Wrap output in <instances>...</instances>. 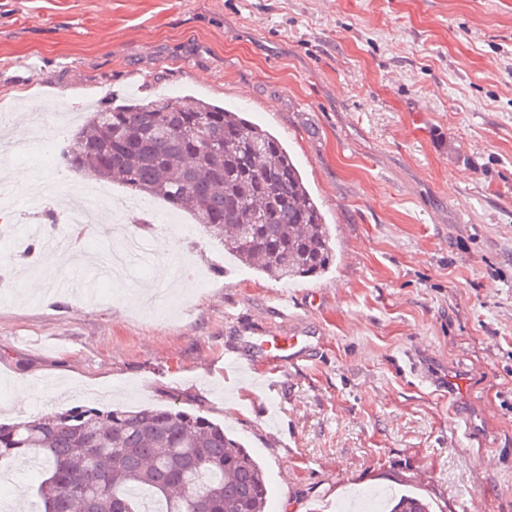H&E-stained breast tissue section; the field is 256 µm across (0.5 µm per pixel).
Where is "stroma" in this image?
<instances>
[{
    "label": "stroma",
    "instance_id": "35a3bbf8",
    "mask_svg": "<svg viewBox=\"0 0 512 512\" xmlns=\"http://www.w3.org/2000/svg\"><path fill=\"white\" fill-rule=\"evenodd\" d=\"M245 112L280 138L325 213L338 260L278 282L243 268L187 213L126 216L147 251L123 283L17 254L87 182L0 222V419L95 403L197 411L264 466L269 512H345L392 486L435 512H512V0H0V122L149 94ZM166 271L209 286L145 304ZM68 284L66 304L41 292ZM313 336L297 367L262 334ZM35 395L18 411L13 392ZM0 512L45 477L12 458Z\"/></svg>",
    "mask_w": 512,
    "mask_h": 512
}]
</instances>
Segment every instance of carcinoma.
<instances>
[{"mask_svg": "<svg viewBox=\"0 0 512 512\" xmlns=\"http://www.w3.org/2000/svg\"><path fill=\"white\" fill-rule=\"evenodd\" d=\"M64 165L163 200L224 239V253L275 281L327 272L336 249L282 142L245 113L193 97L91 111L60 149ZM47 466L34 512H268L265 472L224 426L173 406L72 407L0 422V461ZM387 512H432L393 495Z\"/></svg>", "mask_w": 512, "mask_h": 512, "instance_id": "carcinoma-1", "label": "carcinoma"}]
</instances>
